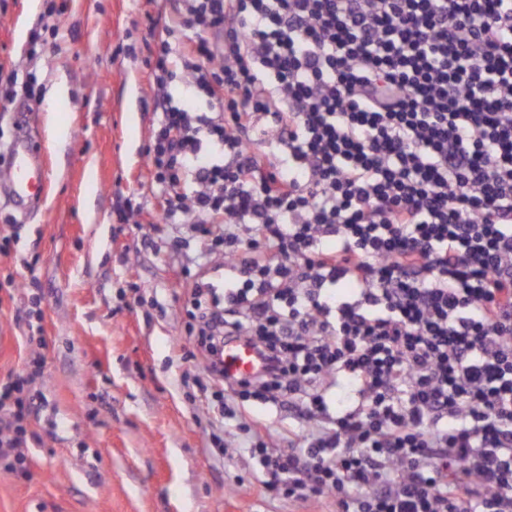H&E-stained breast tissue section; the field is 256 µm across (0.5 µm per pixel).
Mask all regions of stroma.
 <instances>
[{
  "mask_svg": "<svg viewBox=\"0 0 512 512\" xmlns=\"http://www.w3.org/2000/svg\"><path fill=\"white\" fill-rule=\"evenodd\" d=\"M63 3L0 0V174L24 136L48 181L24 206L0 181V381L42 358L30 390L46 400L27 424L28 479L0 473V512H336L330 498L258 495L254 435L219 421L185 334L188 288L223 289L231 273L221 246L151 221L149 62L171 0ZM121 200L135 222L119 223ZM51 415L64 427L49 430Z\"/></svg>",
  "mask_w": 512,
  "mask_h": 512,
  "instance_id": "stroma-1",
  "label": "stroma"
}]
</instances>
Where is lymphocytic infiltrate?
<instances>
[{"instance_id": "f902f5d3", "label": "lymphocytic infiltrate", "mask_w": 512, "mask_h": 512, "mask_svg": "<svg viewBox=\"0 0 512 512\" xmlns=\"http://www.w3.org/2000/svg\"><path fill=\"white\" fill-rule=\"evenodd\" d=\"M174 2L152 221L194 225L237 273L190 289L186 333L211 386L310 425L264 449L261 493L512 512V0ZM177 66L210 112L173 104ZM235 338L265 367L231 382ZM34 377L0 384L18 478Z\"/></svg>"}]
</instances>
